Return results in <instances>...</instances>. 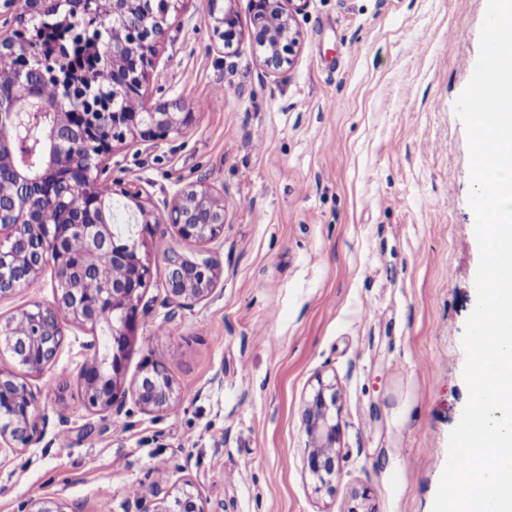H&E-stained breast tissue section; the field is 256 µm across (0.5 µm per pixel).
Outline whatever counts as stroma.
<instances>
[{"label":"stroma","instance_id":"obj_1","mask_svg":"<svg viewBox=\"0 0 512 512\" xmlns=\"http://www.w3.org/2000/svg\"><path fill=\"white\" fill-rule=\"evenodd\" d=\"M487 0H308L279 77L243 42L234 68L202 0L172 14L147 106L182 99L185 133L115 144L104 184L151 202L203 181L224 231L147 236L151 306L125 383L161 361L176 399L146 414L90 410L77 382L92 336L64 323L27 382L40 433L0 462V512L49 495L66 512H136L159 478L209 512H433L448 438L468 399L462 337L477 293L470 155L454 103L479 55ZM204 253L213 294L168 304L166 248ZM51 272L0 301V318L54 298ZM335 385L337 474L303 468L302 410Z\"/></svg>","mask_w":512,"mask_h":512}]
</instances>
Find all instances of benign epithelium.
I'll use <instances>...</instances> for the list:
<instances>
[{
	"label": "benign epithelium",
	"instance_id": "7a95c632",
	"mask_svg": "<svg viewBox=\"0 0 512 512\" xmlns=\"http://www.w3.org/2000/svg\"><path fill=\"white\" fill-rule=\"evenodd\" d=\"M13 14L17 28L0 33V66L35 80L45 59L24 47L19 29L43 15L59 18L74 30L76 19L92 16L112 20V37L104 44L101 63L112 67V94L89 97L87 74L73 72L63 59L59 87L74 103L66 108L36 110L0 91V121L26 116L44 127L39 162L20 163L17 157L27 143L16 140L0 145V299L13 296L45 268L56 282L54 302L23 309L0 327V350L17 364L40 373L56 358L63 342L61 315L96 333H109L106 352L96 341L87 344L88 358L78 375L87 405L99 413L121 412L127 390L124 364L136 336L139 307L150 284V265L141 254L143 231L122 240L115 237L107 215V196L99 181L102 163L112 155L113 143L127 138L142 141L180 135L193 120L183 100L176 98L150 110L141 107L149 84V68L168 30V17L179 0H0ZM239 0H203L204 18L224 63L234 66L244 39L252 44L256 61L269 76H280L292 65L298 32L295 15L308 0H248L251 26L240 27ZM74 182L83 193H71ZM122 197L133 204L136 223L144 231L173 226L186 240L206 242L224 231V197L203 184L179 190L162 206L147 207L134 184H118ZM61 203L67 221L44 224L41 211L46 199ZM78 235L84 243L79 256L71 255L68 240ZM107 255L120 275L95 296L83 287L100 255ZM168 267L166 300L190 308L208 298L217 279L212 259L189 258L170 248L164 252ZM135 404L144 413L168 409L175 389L164 365L149 361L141 381L132 389ZM336 390L319 383L306 401L302 423L306 435L305 469L321 486L336 477L339 425L336 423ZM36 395L14 373L0 370V452L27 445L38 429ZM154 499L136 498L138 512H208L205 503L185 488L172 492L168 483L155 484ZM18 512H64L52 497L31 498Z\"/></svg>",
	"mask_w": 512,
	"mask_h": 512
}]
</instances>
